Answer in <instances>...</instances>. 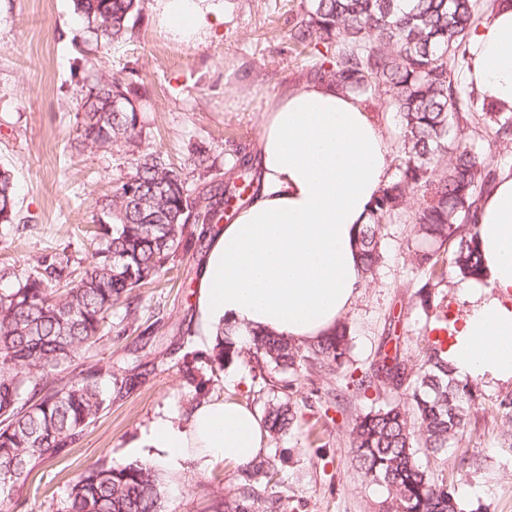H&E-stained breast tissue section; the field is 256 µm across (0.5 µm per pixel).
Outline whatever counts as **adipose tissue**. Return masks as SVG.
<instances>
[{"label":"adipose tissue","instance_id":"ef3b65f1","mask_svg":"<svg viewBox=\"0 0 512 512\" xmlns=\"http://www.w3.org/2000/svg\"><path fill=\"white\" fill-rule=\"evenodd\" d=\"M173 38L203 42L218 11L213 0H156ZM467 81L482 98L512 108V0H504L469 40ZM379 125L353 97L308 80L276 96L259 138L261 186L249 205L211 238L198 274L203 331L230 325L298 342L328 336L362 283L359 232L389 180ZM480 278L462 283L466 304L447 345L460 381L512 383V173L482 200ZM261 415L235 400L195 405L184 425L158 420L144 446L179 465L190 448L238 464L263 453Z\"/></svg>","mask_w":512,"mask_h":512}]
</instances>
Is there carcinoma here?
I'll use <instances>...</instances> for the list:
<instances>
[{
  "instance_id": "1",
  "label": "carcinoma",
  "mask_w": 512,
  "mask_h": 512,
  "mask_svg": "<svg viewBox=\"0 0 512 512\" xmlns=\"http://www.w3.org/2000/svg\"><path fill=\"white\" fill-rule=\"evenodd\" d=\"M144 0H76L84 27L77 40L90 53L129 39ZM503 0H303L290 32L295 49L312 62L310 77L361 100L381 98L400 118L394 177L372 203L360 231L362 274L374 279L382 262L386 225L416 199L408 257L422 279L419 306L433 307L448 269L464 278L480 270L477 227L480 204L495 182L500 155L474 148L467 134L484 132L503 148L512 144V112H503L464 82L471 32L488 21ZM76 114L79 144L107 150L137 142L142 108L137 94L115 75L88 73ZM114 95L127 100L107 111ZM202 185L176 170L168 154L138 152L131 170L117 179L96 215L91 261L75 271L65 252L28 264L12 284L0 288V512L5 492L27 480L37 462L73 447L103 410L99 379L91 367L75 380L65 375L76 355L103 338L102 327L116 305L136 311L138 290L154 283L166 264L198 242L224 215V197L236 182H217L209 158L190 160ZM237 178L260 181L252 156L235 165ZM16 194L9 170L0 169V225L16 221ZM342 321L332 334L302 346L284 337L254 334L247 348L269 437L280 439L297 426L286 390L303 373L330 374L349 351ZM419 360L399 349L384 352L372 374L352 383L360 391L401 389L406 402L373 405L352 419L351 455L364 477L387 493L389 512H462L448 490V474L477 464L460 455L448 471L422 465L419 454L447 460L459 446L474 390L451 377L444 343L424 338ZM237 334L219 328L211 363L220 368L240 357ZM229 501L214 512H285L275 491L276 457L264 455L238 467ZM167 491L148 463H96L71 482L66 512H166Z\"/></svg>"
}]
</instances>
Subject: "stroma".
<instances>
[{
  "label": "stroma",
  "instance_id": "obj_1",
  "mask_svg": "<svg viewBox=\"0 0 512 512\" xmlns=\"http://www.w3.org/2000/svg\"><path fill=\"white\" fill-rule=\"evenodd\" d=\"M300 0H220L221 12L205 43L172 40L155 18L156 0L130 40L100 54V64L141 96L142 146L167 152L183 167L202 151L228 170L239 151L257 154L265 110L283 88L302 82L306 61L296 57L289 34L291 8ZM83 26L73 0H0V167L14 177L20 223L0 249V270L21 273L44 253L67 249L77 259L91 254L85 231L112 183L130 169L134 150L72 146L79 82L89 71L74 43ZM413 209L389 224L383 261L373 282L363 284L345 313L350 326L344 371L297 381L292 401L301 423L282 438V483L287 512H380L381 491L351 461L353 418L373 399L400 400L389 390L359 392L350 371L367 372L387 337L401 353L420 358L431 318L416 305L421 274L408 260ZM202 250L179 252L155 287L142 291L138 330H126L124 306H115L103 341L76 356L71 375L96 365L132 364L141 372L123 392L110 378L102 390L108 406L68 455L40 464L10 492L23 512H65L72 478L87 465L138 461L136 452L157 420L183 423L189 410L213 399L248 403L255 385L248 358L218 369L212 344L199 325L195 271ZM470 411L469 450L481 465L455 484L467 512H512V442L502 435L500 400L512 384H477ZM200 449L180 467L159 464L168 487L167 512H213L238 481L237 466L222 461L199 468Z\"/></svg>",
  "mask_w": 512,
  "mask_h": 512
}]
</instances>
